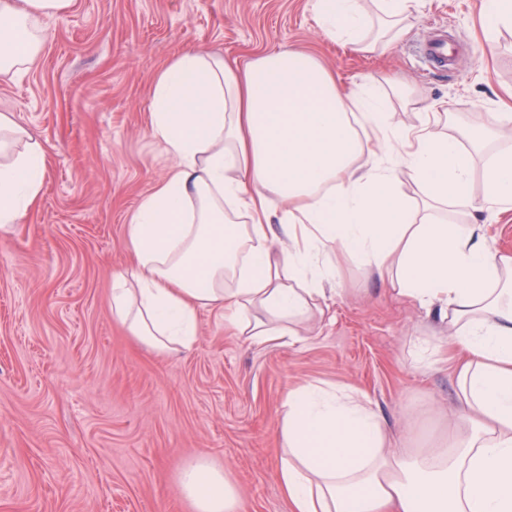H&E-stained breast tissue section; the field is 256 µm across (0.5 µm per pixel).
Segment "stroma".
Here are the masks:
<instances>
[{
	"label": "stroma",
	"mask_w": 512,
	"mask_h": 512,
	"mask_svg": "<svg viewBox=\"0 0 512 512\" xmlns=\"http://www.w3.org/2000/svg\"><path fill=\"white\" fill-rule=\"evenodd\" d=\"M308 0H75L36 64L0 78V112L44 148L36 210L0 234V512H194L179 470L227 469L243 512H289L277 471L281 402L315 382L364 396L397 433L454 423L448 322L336 257L331 316L254 344L201 311L192 351L159 357L112 318L130 215L169 173L149 124L154 75L187 48L247 62L283 49L345 84L413 87L395 121L488 130L512 107V27L486 37L482 0H421L403 41L364 54L326 39ZM448 35V69L421 44Z\"/></svg>",
	"instance_id": "35a3bbf8"
}]
</instances>
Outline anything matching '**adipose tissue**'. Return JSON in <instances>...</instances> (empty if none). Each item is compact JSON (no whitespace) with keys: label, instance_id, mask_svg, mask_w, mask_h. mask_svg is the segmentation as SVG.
<instances>
[{"label":"adipose tissue","instance_id":"obj_1","mask_svg":"<svg viewBox=\"0 0 512 512\" xmlns=\"http://www.w3.org/2000/svg\"><path fill=\"white\" fill-rule=\"evenodd\" d=\"M73 2L0 0V74L30 70L46 19ZM309 7L328 39L371 53L406 36L417 0H377L372 15L360 0ZM149 121L172 168L130 217L132 271L111 308L157 355L191 350L203 309L258 344L294 338L336 280L329 243L398 295L448 312L463 423L397 452L386 416L360 395L290 389L278 463L290 512H512V255L469 219L477 175L484 206H512V148L481 164L457 125L410 136L371 85L346 87L296 50L243 65L181 52L154 76ZM47 167L41 144L0 113V232L37 205ZM403 168L422 189L413 208ZM450 206L463 220L439 219ZM178 482L195 512H242L207 461Z\"/></svg>","mask_w":512,"mask_h":512}]
</instances>
